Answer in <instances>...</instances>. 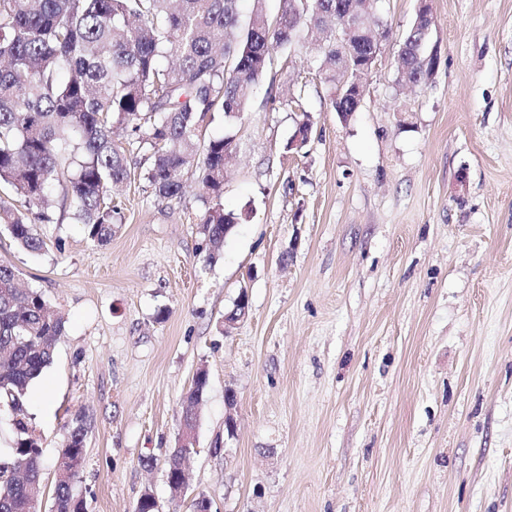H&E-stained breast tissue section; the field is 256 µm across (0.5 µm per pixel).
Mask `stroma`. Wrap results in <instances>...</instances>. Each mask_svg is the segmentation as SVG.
Returning a JSON list of instances; mask_svg holds the SVG:
<instances>
[{"label": "stroma", "instance_id": "stroma-1", "mask_svg": "<svg viewBox=\"0 0 512 512\" xmlns=\"http://www.w3.org/2000/svg\"><path fill=\"white\" fill-rule=\"evenodd\" d=\"M377 8L389 33L349 119L317 50L277 45L248 111L206 117L235 146L222 203L243 217L216 256L192 175L172 201L125 184L102 246L59 218L35 224L33 254L0 226V264L65 318L26 403L38 512L79 412L82 512H134L147 493L161 512L201 495L210 512H512V0H430L438 63L415 87L397 57L417 0ZM207 385L208 379L205 373H199L194 379L193 386L187 392L183 400V403H187L186 408L183 406L180 417V427L184 435L183 447L193 444L192 439L194 438L198 423V418L193 412V408L195 405L199 404Z\"/></svg>", "mask_w": 512, "mask_h": 512}]
</instances>
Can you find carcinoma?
Returning a JSON list of instances; mask_svg holds the SVG:
<instances>
[{"label":"carcinoma","instance_id":"cac0c4a2","mask_svg":"<svg viewBox=\"0 0 512 512\" xmlns=\"http://www.w3.org/2000/svg\"><path fill=\"white\" fill-rule=\"evenodd\" d=\"M240 0H0V183L14 199H0V224L31 253L45 248L34 224L51 223L48 191L62 186L71 219L99 244L112 238L120 210L112 189L138 175L158 197L182 196L183 171H198L201 196L212 201L202 216L209 252L224 245V225L241 215L224 211V145L215 138L197 149L207 114L239 118L263 77L258 68L275 43L307 40L324 45L318 71L336 84V0H311L323 13L310 28L291 0L272 17L266 0H251L242 19ZM400 79L425 74L424 34L412 27L403 43ZM169 54L175 63L160 64ZM124 126L150 165L137 163L112 142ZM64 322L35 290L17 287L15 272L0 265V406L19 416L11 453L0 457V512H36L30 505L40 482L42 448L21 418L30 385L52 363ZM208 379L201 372L187 392L180 427L192 444ZM84 415L72 420L66 454L70 472L57 478L53 512H80L70 483L84 461ZM180 459L168 463L170 488L180 487Z\"/></svg>","mask_w":512,"mask_h":512}]
</instances>
